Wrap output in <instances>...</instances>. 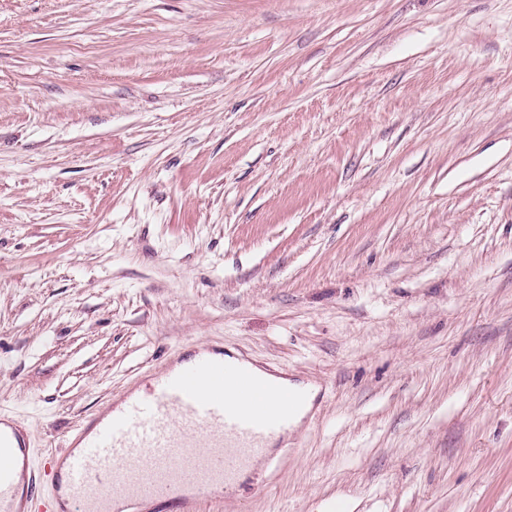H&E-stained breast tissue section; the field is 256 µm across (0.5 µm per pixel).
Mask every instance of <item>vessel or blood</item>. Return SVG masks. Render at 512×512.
I'll return each instance as SVG.
<instances>
[{
	"mask_svg": "<svg viewBox=\"0 0 512 512\" xmlns=\"http://www.w3.org/2000/svg\"><path fill=\"white\" fill-rule=\"evenodd\" d=\"M271 386L242 365L202 351L181 368L161 370L142 394L102 406L66 441L43 449L44 472L63 469V512H123L134 501L196 512L216 491H236L271 440L287 433L302 401L269 410ZM30 441L14 418L0 415V512H22L15 477L30 471Z\"/></svg>",
	"mask_w": 512,
	"mask_h": 512,
	"instance_id": "obj_1",
	"label": "vessel or blood"
}]
</instances>
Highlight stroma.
Here are the masks:
<instances>
[{
    "label": "stroma",
    "mask_w": 512,
    "mask_h": 512,
    "mask_svg": "<svg viewBox=\"0 0 512 512\" xmlns=\"http://www.w3.org/2000/svg\"><path fill=\"white\" fill-rule=\"evenodd\" d=\"M214 346L317 394L200 512H512V0H0V411Z\"/></svg>",
    "instance_id": "obj_1"
}]
</instances>
